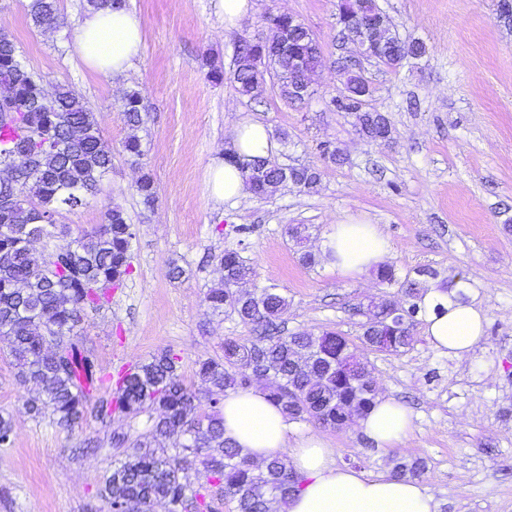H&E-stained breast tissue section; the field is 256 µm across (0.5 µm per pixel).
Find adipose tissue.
Returning <instances> with one entry per match:
<instances>
[{"instance_id": "ef3b65f1", "label": "adipose tissue", "mask_w": 512, "mask_h": 512, "mask_svg": "<svg viewBox=\"0 0 512 512\" xmlns=\"http://www.w3.org/2000/svg\"><path fill=\"white\" fill-rule=\"evenodd\" d=\"M75 45L90 68L121 74L143 48L142 20L125 9L90 11L77 31ZM276 148L270 128L249 120L237 125L230 144L231 151L244 159L270 156ZM205 180L215 201L233 202L246 194L241 171L226 159H213ZM321 249L333 255L337 273L358 275L384 260L389 242L379 225L345 217L331 225ZM421 307L424 334L437 350L462 356L482 340L486 318L480 309L452 301L434 286L425 293ZM223 412L225 437L254 459L289 449L290 463L303 485L289 498L285 512H436L433 497L417 481L388 474L368 476L337 466L333 448L316 437L289 445L288 418L263 389L227 395ZM359 424L366 436L387 448L406 437L410 417L395 399L381 398Z\"/></svg>"}]
</instances>
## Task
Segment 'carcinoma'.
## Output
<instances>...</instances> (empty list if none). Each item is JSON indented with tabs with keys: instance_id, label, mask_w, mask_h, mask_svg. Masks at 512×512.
I'll use <instances>...</instances> for the list:
<instances>
[{
	"instance_id": "obj_1",
	"label": "carcinoma",
	"mask_w": 512,
	"mask_h": 512,
	"mask_svg": "<svg viewBox=\"0 0 512 512\" xmlns=\"http://www.w3.org/2000/svg\"><path fill=\"white\" fill-rule=\"evenodd\" d=\"M57 10L58 0H32L28 5L39 27L51 25ZM336 10L337 24L344 30L379 7L376 0H337ZM269 22L270 37L238 45L232 77L240 93L249 96L264 81L262 66L268 59L285 80L286 98L288 84L304 81L305 71L321 67L323 56L317 40L295 27L290 15L277 14ZM285 33L288 49L279 51ZM379 39L390 45L380 59L389 67L425 54L422 43L401 41L389 20ZM336 76L346 92L333 97L331 106L352 115L356 133L366 140L391 139L389 118L366 109L372 89L365 77L348 71ZM0 83L13 88L17 111L13 120L0 122V133L10 132L8 140H0V167L28 160L17 183L0 185V192L15 194L8 207H0V336L10 342L19 377L40 389L41 396L27 401L29 411L36 417L49 414L66 430L109 412L137 416L160 411L145 433H112V447L137 449L103 477L99 494L112 510L131 504L139 512H152L155 504L164 503L168 512H211L212 488L230 497L236 512H273L274 505L287 503L301 483L288 456L278 453L258 463L225 438L221 397L271 371L268 395L289 420L332 429L349 426L368 413L379 394L368 353L398 354L414 345L419 302L439 273L419 269L417 278L401 284L399 297L354 307L367 317L357 346L328 329L279 334L288 313L287 297L274 286L243 288L253 268L239 251L226 249L215 256L220 282L208 289L203 302L211 313L234 317L257 335L246 342L226 337L224 357L197 363L196 376L210 395L211 412H201L196 390L181 375V356L170 350L118 375L113 395L92 402L88 391L97 369L79 330L88 312L109 306L112 290L132 274L134 225L118 206L108 207L104 223L90 231L74 233L69 225L57 223L61 212L76 210L97 194L112 170V151L95 114L71 89L58 87L49 108L34 104L41 78L18 59L16 43L5 34L0 36ZM120 114L129 130L123 151L139 164L143 151L136 131L146 113L136 93L126 95ZM227 160L241 166L246 190L257 199L288 182L310 190L320 180L313 167L287 169L269 158L242 162L233 154ZM136 192L145 207L154 206L157 193L150 175L141 176ZM60 236L70 238L65 245L70 257L53 261L56 246L41 259L34 257L37 243ZM392 464L397 477H412L420 469L417 461L396 458ZM197 466L206 473L205 486L189 481L188 471Z\"/></svg>"
}]
</instances>
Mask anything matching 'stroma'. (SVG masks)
Segmentation results:
<instances>
[{"instance_id": "1", "label": "stroma", "mask_w": 512, "mask_h": 512, "mask_svg": "<svg viewBox=\"0 0 512 512\" xmlns=\"http://www.w3.org/2000/svg\"><path fill=\"white\" fill-rule=\"evenodd\" d=\"M252 2L253 13L229 32L213 0H126L143 21L144 43L115 77L75 52L86 0H59L52 30L33 24L28 0H0V32L14 39L27 68L47 91L62 83L80 95L112 149L98 194L62 212L59 223L89 230L118 205L137 230L132 275L81 330L102 376L93 398L111 393L112 376L164 350L182 355L183 377L196 383L197 361L223 356L225 337H252L251 327L211 314L202 302L221 276L215 257L227 248L241 249L255 271L253 286L274 285L287 297L284 333L329 329L357 340L355 305L385 297L386 289L371 272L304 267L286 227L308 225L316 248L337 219H363L382 227L390 244L385 263L397 280L420 268L439 271L482 309L485 335L461 358L436 350L421 332L405 352L371 355L381 396L412 415L411 432L395 445L378 447L356 424L336 430L306 422L293 423L291 441L320 437L337 465L367 475L390 472L395 458L420 459L418 480L437 512H512V231L504 228L512 220V26L499 23L497 0H377L398 36L423 42L426 53L396 68L365 63L374 88L369 107L388 115L393 130L390 141L370 143L356 134L351 115L329 105L340 89L336 0ZM279 13L304 23L324 55L314 93L301 103L281 97L274 73L252 99L231 76L236 46L266 36L269 16ZM214 64L223 67V81L210 78ZM132 91L147 113L139 166L122 151L128 129L120 104ZM244 119L287 133L273 158L319 168L315 189L290 186L233 203L210 198L206 169ZM325 143L341 148L347 163L325 159ZM145 173L158 193L151 209L134 188ZM173 264L184 270L176 280L168 275ZM37 393L18 379L0 337V414L13 422L11 445L0 447V512H109L98 487L113 459L126 454L110 437L146 431L148 416L115 414L69 432L27 412Z\"/></svg>"}]
</instances>
